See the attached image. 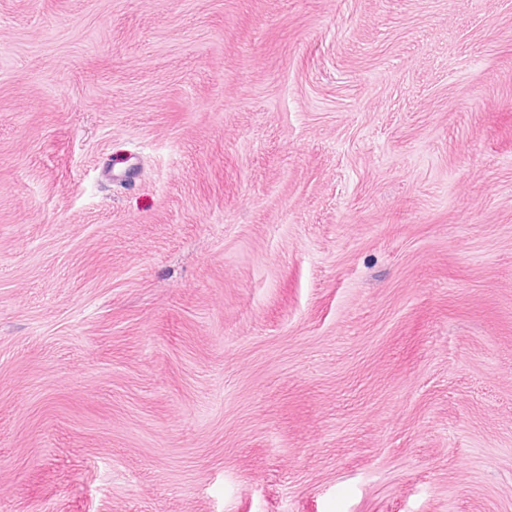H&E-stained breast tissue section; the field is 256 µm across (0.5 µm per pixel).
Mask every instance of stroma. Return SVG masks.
I'll return each mask as SVG.
<instances>
[{"label":"stroma","mask_w":512,"mask_h":512,"mask_svg":"<svg viewBox=\"0 0 512 512\" xmlns=\"http://www.w3.org/2000/svg\"><path fill=\"white\" fill-rule=\"evenodd\" d=\"M0 512H512V0H0Z\"/></svg>","instance_id":"1"}]
</instances>
